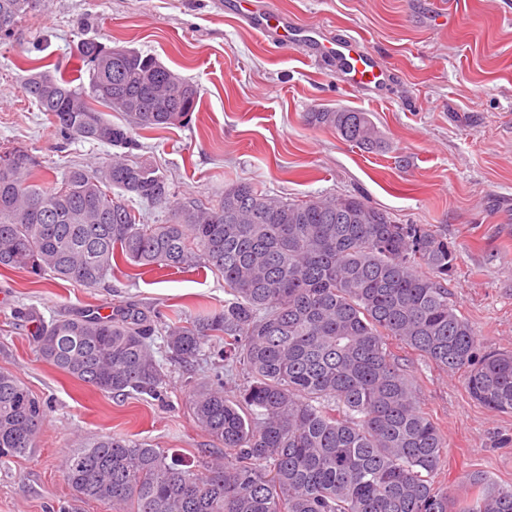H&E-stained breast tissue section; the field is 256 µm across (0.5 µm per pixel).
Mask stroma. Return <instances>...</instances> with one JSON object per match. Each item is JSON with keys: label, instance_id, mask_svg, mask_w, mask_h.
Wrapping results in <instances>:
<instances>
[{"label": "stroma", "instance_id": "1", "mask_svg": "<svg viewBox=\"0 0 512 512\" xmlns=\"http://www.w3.org/2000/svg\"><path fill=\"white\" fill-rule=\"evenodd\" d=\"M289 23L321 40L355 37L356 54L390 73L381 90L354 91L336 56L257 38L232 6L215 0H41L0 41V150L25 148L37 182H61L69 167L107 161L113 147L64 140L22 88L27 60L44 59L80 85L88 66L79 40L127 46L157 57L200 91L189 126L141 131L130 158L163 174L176 199L212 204L225 185L246 182L291 200L360 195L399 224L441 231L456 252L448 300L474 327L480 352L512 353V0H270ZM369 113L386 147L367 152L305 113ZM224 278L205 267L133 275L121 268L95 288L0 270V370L44 404L33 453L0 462V512H105L64 481L62 459L84 439L118 433L196 465L219 455L194 421L189 386L223 370L224 343L178 363L164 328L219 310ZM133 304L160 316L151 347L163 366L157 394L115 398L44 362L36 321ZM418 404L438 425L444 463L435 478L463 498L469 474L512 486V413L487 409L463 378L392 344Z\"/></svg>", "mask_w": 512, "mask_h": 512}]
</instances>
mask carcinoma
Returning a JSON list of instances; mask_svg holds the SVG:
<instances>
[{"label":"carcinoma","mask_w":512,"mask_h":512,"mask_svg":"<svg viewBox=\"0 0 512 512\" xmlns=\"http://www.w3.org/2000/svg\"><path fill=\"white\" fill-rule=\"evenodd\" d=\"M39 0H0V37ZM76 54L88 86L47 71L23 92L65 139L136 149L134 129L190 124L199 91L157 58L133 48L116 57L94 39ZM94 99L126 117L112 122ZM306 121L370 152L385 147L365 112L326 108ZM38 162L23 148L0 151V269L94 288L121 265L224 276L231 299L165 335L172 357H198L224 340V366L245 382L197 383L190 409L224 447L200 470L124 435L94 437L70 452L63 476L81 498L109 512H512V487L477 472L476 494L458 510L432 476L443 437L420 409L390 350L396 341L448 373L471 396L512 413V354L477 356L470 322L448 301L455 250L421 224H397L354 196L287 200L248 183L224 188L216 205L188 200L163 224H140L131 194L167 206L166 178L115 156L71 168L58 186L35 183ZM155 320L129 305L105 320L88 309L38 334L40 357L75 381L123 397L153 393L163 378L148 339ZM43 403L0 371V461L36 448Z\"/></svg>","instance_id":"carcinoma-1"}]
</instances>
